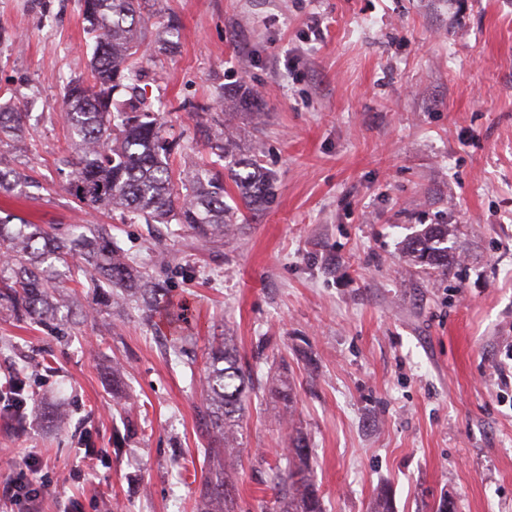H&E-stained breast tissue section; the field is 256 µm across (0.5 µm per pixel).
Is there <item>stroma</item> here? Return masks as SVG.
Masks as SVG:
<instances>
[{"label":"stroma","instance_id":"1","mask_svg":"<svg viewBox=\"0 0 512 512\" xmlns=\"http://www.w3.org/2000/svg\"><path fill=\"white\" fill-rule=\"evenodd\" d=\"M171 18L175 47L146 55L139 85L170 107L175 180L205 162L202 116L220 109L225 175L251 156L274 181L221 244L66 193L63 88L91 66L81 2L0 0V84L28 103L22 161L44 186L0 196V216L111 225L169 302L149 325L98 311L64 341L0 309V377L36 397L23 428L0 418V486L34 456L40 512H197L199 380L226 330L244 357L265 343L255 378L277 364L295 395L290 426L252 397L245 512H267L297 430L327 512H374L383 492L392 512H512V0H161L150 23ZM429 224L448 227L447 272L404 253Z\"/></svg>","mask_w":512,"mask_h":512}]
</instances>
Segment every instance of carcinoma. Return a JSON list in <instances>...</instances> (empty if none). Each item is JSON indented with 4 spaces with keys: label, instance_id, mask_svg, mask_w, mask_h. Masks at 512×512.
I'll return each instance as SVG.
<instances>
[{
    "label": "carcinoma",
    "instance_id": "carcinoma-1",
    "mask_svg": "<svg viewBox=\"0 0 512 512\" xmlns=\"http://www.w3.org/2000/svg\"><path fill=\"white\" fill-rule=\"evenodd\" d=\"M158 0H83L87 33L94 41L92 82L71 79L63 94L62 119L79 162L61 159L73 168L68 193L84 207L119 213L122 223L176 224L201 240L224 237L228 231V190L224 173V132L216 129L206 146L215 156L212 166L195 171L182 191L174 188L170 163L173 142L166 136L163 112L167 104L146 101L135 84L141 66L149 19L141 4ZM23 104L10 88L0 87V147L25 138ZM236 175L241 205L248 211L260 207L274 194L273 181L259 166L242 158ZM31 176L16 160L0 151V193H17ZM407 256L432 269H448V225L429 224L405 246ZM0 304L17 316L37 323L55 322L72 329L79 325L71 311L61 313L55 294L63 277L81 273L96 307L133 305L151 318L164 302L157 289L139 270L135 258L112 241L110 224H72L66 233L54 227L31 224L11 215L0 218ZM264 388L282 403L279 419L292 416L293 394L288 381L272 376ZM255 390L252 367L231 343V338L211 348L202 380L200 412L211 426L212 446L205 452L213 460L201 488L198 512H242L237 494V474L242 466L238 428L250 394ZM27 384L14 379L6 396L5 412L22 423L29 405ZM311 448L296 436L278 465L270 468L268 483L274 492L271 512H326L310 475Z\"/></svg>",
    "mask_w": 512,
    "mask_h": 512
}]
</instances>
